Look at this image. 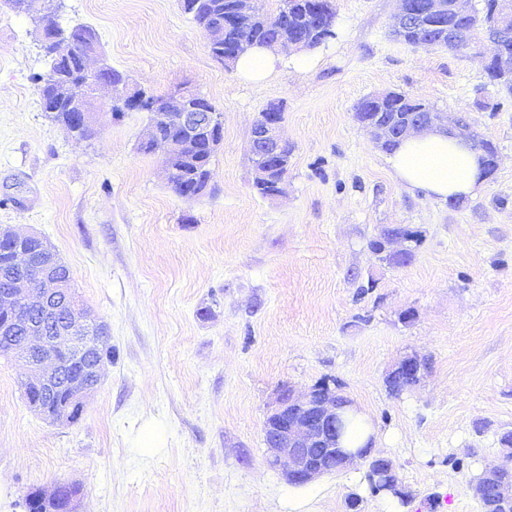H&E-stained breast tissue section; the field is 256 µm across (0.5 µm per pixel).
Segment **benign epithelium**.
<instances>
[{"label": "benign epithelium", "instance_id": "obj_1", "mask_svg": "<svg viewBox=\"0 0 512 512\" xmlns=\"http://www.w3.org/2000/svg\"><path fill=\"white\" fill-rule=\"evenodd\" d=\"M52 0H17V7L36 19L42 28L52 18L49 4ZM482 26L468 31L465 44L473 46L480 37L490 32H505L512 28V0H487L483 8ZM475 0H402L397 18L395 35L424 27L430 35L424 44L447 48L458 43L461 29L475 14ZM250 20L263 25L269 17L260 11L259 0H233L231 14L219 18L205 32L210 45L224 43V28L233 21ZM499 80L512 83V50L500 45L491 57ZM106 64L95 70H86V92L74 95L73 101L80 112L81 123L95 125L97 92L102 87L111 90V100L122 99L127 106L138 109L144 95L140 88L129 85L120 90L103 77ZM162 120L173 118L185 129L186 135L178 142L162 146L164 175H169V161L182 153L193 154L205 148L212 149L224 139L217 131L210 113L189 103V95L182 88L170 92L152 105ZM355 121L371 129L375 142L385 148L397 139L424 130L448 128V116L438 111L420 112L405 122L395 125L382 115L372 116L365 111L354 113ZM282 120L274 113L259 117L251 131L250 151L260 158L262 168L257 177L274 182L269 197L281 193V186L288 174L289 160L284 153L288 142L280 134ZM0 238L12 245L11 265L14 275L7 278L8 286L0 289V339L7 338L6 346L20 354L28 365L31 375L25 380V389L36 392L35 405L54 423L71 420L83 412L86 398L97 390L101 382L104 362L94 352L103 339L109 337L108 325L91 317L79 301L71 302V316L56 326V335H46L44 324L31 321L28 311L37 310L42 317L54 320L59 317L60 301L70 290L69 281L53 273H28L30 255L27 245L40 240L35 234H18L0 230ZM25 327V335L15 337L19 327ZM395 371L408 375V388L417 386L424 374L423 361L415 355L404 357ZM67 391V402L62 410L50 411L46 405L57 390ZM351 408L336 392V383L327 381L312 386L304 395L294 396L291 390L282 389L275 405L263 425L264 440L271 456L269 465L281 470L286 481L293 485H305L330 473L316 461L314 452L320 448L336 449L339 435L338 421L341 412ZM485 486L503 502L512 504V482L500 479L499 467L486 471Z\"/></svg>", "mask_w": 512, "mask_h": 512}]
</instances>
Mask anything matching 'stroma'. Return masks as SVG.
I'll use <instances>...</instances> for the list:
<instances>
[{
  "label": "stroma",
  "mask_w": 512,
  "mask_h": 512,
  "mask_svg": "<svg viewBox=\"0 0 512 512\" xmlns=\"http://www.w3.org/2000/svg\"><path fill=\"white\" fill-rule=\"evenodd\" d=\"M333 3L336 37L313 49L315 65L252 86L211 57L179 0H62L59 26L92 27L113 68L160 95L190 87L222 112L209 187L186 199L161 155L138 149L145 113L116 120L100 102L98 134L78 140L42 111L34 77L48 59L29 17L0 0V228L56 249L112 344L70 425L30 409L27 366L0 357V512H25L31 489L57 482L81 487L80 512H288L265 416L281 388L332 379L409 499L343 470L314 481L309 512H480L468 485L512 431V95L484 74L491 43L416 48L391 33L397 0ZM385 90L464 115L495 145L482 194L436 201L394 178L354 119ZM272 102L293 154L268 199L251 186L249 139ZM390 225L420 234L408 265L370 250ZM409 354L429 372L391 395L385 377Z\"/></svg>",
  "instance_id": "35a3bbf8"
}]
</instances>
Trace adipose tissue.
Here are the masks:
<instances>
[{"label":"adipose tissue","instance_id":"adipose-tissue-1","mask_svg":"<svg viewBox=\"0 0 512 512\" xmlns=\"http://www.w3.org/2000/svg\"><path fill=\"white\" fill-rule=\"evenodd\" d=\"M313 56L302 53L285 57L266 47L243 54L235 68L246 83L259 84L282 67H309ZM394 177L403 185L425 193L428 198H473L485 188L481 154L464 137L426 130L404 139L388 159Z\"/></svg>","mask_w":512,"mask_h":512}]
</instances>
